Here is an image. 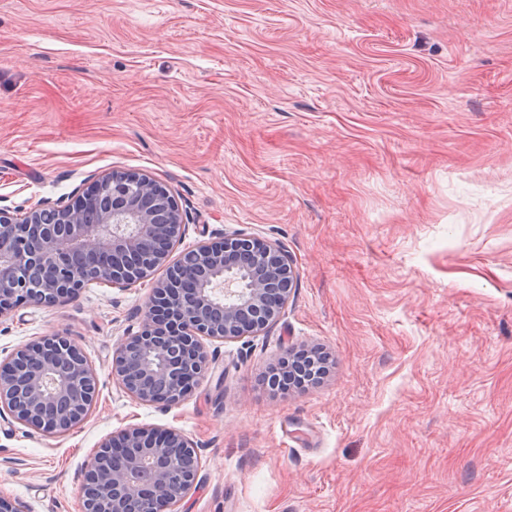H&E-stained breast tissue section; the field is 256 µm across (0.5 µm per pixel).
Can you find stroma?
<instances>
[{
	"mask_svg": "<svg viewBox=\"0 0 512 512\" xmlns=\"http://www.w3.org/2000/svg\"><path fill=\"white\" fill-rule=\"evenodd\" d=\"M117 171L175 197L178 251L277 244L294 290L171 407L112 374L151 282L0 316V361L65 335L97 379L67 434L0 417V497L84 512L139 425L198 450L179 512H512V0H0V208ZM291 348L330 371L271 391Z\"/></svg>",
	"mask_w": 512,
	"mask_h": 512,
	"instance_id": "1",
	"label": "stroma"
}]
</instances>
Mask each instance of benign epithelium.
Returning <instances> with one entry per match:
<instances>
[{
    "instance_id": "benign-epithelium-1",
    "label": "benign epithelium",
    "mask_w": 512,
    "mask_h": 512,
    "mask_svg": "<svg viewBox=\"0 0 512 512\" xmlns=\"http://www.w3.org/2000/svg\"><path fill=\"white\" fill-rule=\"evenodd\" d=\"M106 193L109 204L87 218L88 201ZM182 216L168 189L152 175L129 171L94 181L75 200L52 210L16 216L0 208V314L23 303L52 304L76 295L89 280L128 287L160 266L140 329L112 359L126 393L148 404L175 405L203 373L202 337L231 340L279 321L296 270L283 251L242 234L224 236L167 264L163 250L137 268L125 259L145 243L180 238ZM244 257L259 274L239 287L229 259ZM185 265L209 271L193 292L178 274ZM97 382L80 346L66 336L35 341L0 362V416L34 430L65 434L95 403ZM198 456L178 430L133 425L103 442L81 474L84 512H167L194 487Z\"/></svg>"
}]
</instances>
